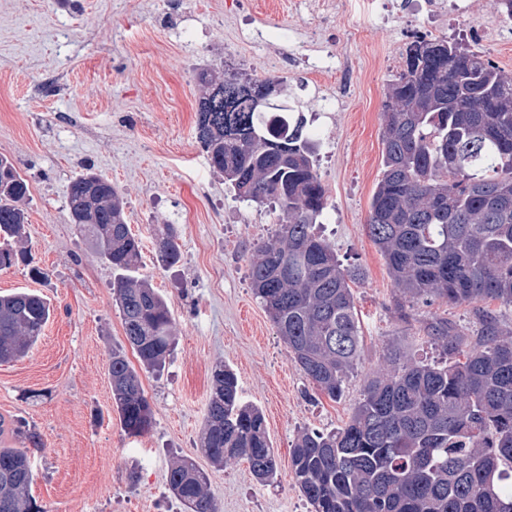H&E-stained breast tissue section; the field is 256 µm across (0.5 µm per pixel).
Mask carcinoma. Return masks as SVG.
<instances>
[{
    "label": "carcinoma",
    "instance_id": "cac0c4a2",
    "mask_svg": "<svg viewBox=\"0 0 512 512\" xmlns=\"http://www.w3.org/2000/svg\"><path fill=\"white\" fill-rule=\"evenodd\" d=\"M403 66L383 106V172L370 202L368 234L384 257L407 317L414 298L450 304L491 303L481 311L478 339L463 346L435 318L426 336L445 360L390 359L368 381L344 426L303 430L291 451L293 478L312 512H512V73L446 37L406 44ZM195 138L214 171L238 198L270 203L282 214L273 238L249 261L252 291L292 361L332 401L357 364L362 336L352 272L318 233L328 205L311 159L308 119L279 114L252 77L225 70L197 74ZM27 180L0 157V270L26 258ZM70 223L90 234L114 270L138 263L141 241L126 222L112 182L87 171L73 178ZM159 260L180 258L172 224L155 229ZM126 341L146 369L162 366L173 345V319L150 280L122 276L112 285ZM51 317L34 292L0 296V362L24 356ZM113 406L123 431L140 436L153 413L139 374L121 350L109 358ZM17 448L0 447V512H36L31 455L40 434L0 418ZM203 448L216 465L244 458L260 484L277 472L262 412L241 402L235 373L212 374ZM167 483L188 512H216L206 474L174 461Z\"/></svg>",
    "mask_w": 512,
    "mask_h": 512
}]
</instances>
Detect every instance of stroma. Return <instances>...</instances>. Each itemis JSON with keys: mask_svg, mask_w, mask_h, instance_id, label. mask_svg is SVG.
Returning a JSON list of instances; mask_svg holds the SVG:
<instances>
[{"mask_svg": "<svg viewBox=\"0 0 512 512\" xmlns=\"http://www.w3.org/2000/svg\"><path fill=\"white\" fill-rule=\"evenodd\" d=\"M423 2L393 0L385 21L358 6L325 30L308 0H0V156L29 184L25 247L44 273L35 280L30 266L0 270V294L34 291L54 308L28 354L0 362V416L42 436L31 484L41 512H186L167 484L176 457L206 472L217 512H310L293 481L298 432L344 425L388 350L439 360L423 333L432 318L473 341L479 321L468 304L414 299L407 320L395 316L397 290L367 229L396 73L390 59L409 40L407 13ZM284 28L295 42L280 39ZM326 55L350 70L348 98L333 111L322 96L336 74L313 65ZM228 65L282 77L281 100L299 103L311 121L328 193L319 231L358 275L352 291L364 337L336 401L291 360L250 285V254L274 234L277 212L237 198L195 138L197 73ZM88 170L122 194L142 240L140 271L174 320L165 368L140 374L154 425L137 437L120 426L108 374L112 350L125 343L116 274L68 215L69 184ZM160 224L178 230L181 259L170 267L158 260ZM219 365L265 416L278 460L271 483H258L242 458L213 465L201 446Z\"/></svg>", "mask_w": 512, "mask_h": 512, "instance_id": "obj_1", "label": "stroma"}]
</instances>
